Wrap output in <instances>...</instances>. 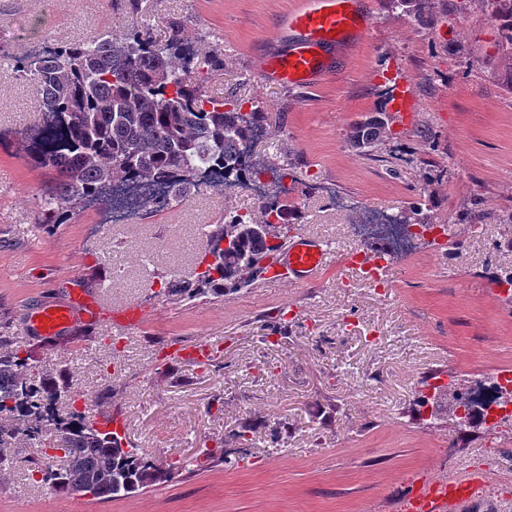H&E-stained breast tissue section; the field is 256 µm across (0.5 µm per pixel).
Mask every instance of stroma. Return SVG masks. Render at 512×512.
I'll return each instance as SVG.
<instances>
[{"instance_id": "35a3bbf8", "label": "stroma", "mask_w": 512, "mask_h": 512, "mask_svg": "<svg viewBox=\"0 0 512 512\" xmlns=\"http://www.w3.org/2000/svg\"><path fill=\"white\" fill-rule=\"evenodd\" d=\"M300 0H140L134 18L168 38L172 22L197 40L188 83L209 98L267 112L263 163L290 154L300 211L294 234L325 242L331 266L304 282L260 276L220 298L169 295L193 280L205 235L227 212L253 214L246 194L214 189L144 224L114 226L83 205L64 223L39 221L55 174L35 167L16 133L38 119L37 88L13 60L29 42H87L131 20L120 0H0V340L37 368L66 374L87 420L112 414L120 434L178 475L143 492L99 500L41 483L49 446L13 448L0 473V512H397L408 479L489 469L499 482L465 512H512V429L468 432L426 401L449 379L512 371V93L492 77L496 0H433L421 27L364 0L369 32L306 91L259 72L287 45L283 17ZM224 67L210 70L214 46ZM414 111L390 121L371 155L347 144L350 126L386 109L393 79ZM351 201L397 215L421 203L447 238L424 236L373 282L359 264L378 242ZM106 284L113 304L137 303L129 339L109 326L46 339L29 316L67 287ZM209 359L169 361L204 339Z\"/></svg>"}]
</instances>
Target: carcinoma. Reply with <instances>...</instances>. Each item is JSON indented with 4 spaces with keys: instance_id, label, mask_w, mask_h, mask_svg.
<instances>
[{
    "instance_id": "carcinoma-1",
    "label": "carcinoma",
    "mask_w": 512,
    "mask_h": 512,
    "mask_svg": "<svg viewBox=\"0 0 512 512\" xmlns=\"http://www.w3.org/2000/svg\"><path fill=\"white\" fill-rule=\"evenodd\" d=\"M494 14L501 33L500 65L512 73V0H498ZM418 24L434 18L431 0H387ZM182 24L174 21L164 43L150 30L133 26L89 43H61L36 62L14 60L21 76L40 91V119L18 133L25 152L42 168L58 174V183L43 199L41 223L90 196L99 204L112 201L116 182L162 181L171 199L192 198L206 165L222 170L224 179L240 176L239 147L267 133V113L239 111L236 103L207 98L203 83L186 82L194 50L183 42ZM388 116L379 112L354 123L347 135L359 153L375 152L387 139ZM259 173L281 184L295 179L293 162L264 164ZM296 206L275 199L261 216L224 214V223L209 231L204 269L191 282L168 292L183 298L221 297L224 291L257 280L255 266L282 247ZM395 224H430L429 211L410 209ZM234 242L224 247V234ZM71 393L69 380L57 381L39 372L17 348L0 344V450L34 444L55 436L53 449L64 451L61 469L40 468L41 481L62 490L112 499L169 481L179 470L171 462L161 471L138 448L124 447L123 437L96 427L82 412L61 413L59 400ZM452 414L460 430L474 427L472 406L462 388L450 387Z\"/></svg>"
}]
</instances>
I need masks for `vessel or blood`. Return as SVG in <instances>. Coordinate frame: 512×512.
<instances>
[{
    "label": "vessel or blood",
    "mask_w": 512,
    "mask_h": 512,
    "mask_svg": "<svg viewBox=\"0 0 512 512\" xmlns=\"http://www.w3.org/2000/svg\"><path fill=\"white\" fill-rule=\"evenodd\" d=\"M285 23L293 38L287 48L269 52L262 61V74L287 90L311 88L316 79L331 69V50L345 49L365 32L360 0H302L290 11ZM416 105L412 89L394 83L388 101L391 112H408ZM330 262L328 247L303 235L294 236L285 249L284 265L290 276L305 281L319 274ZM111 316L116 334L125 335L138 326L143 311L135 305L108 310L103 293L90 294L83 288L69 290L67 302L41 307L30 320L31 328L53 338L82 324ZM493 476L469 471L460 476L410 480V491L401 512H461L482 498Z\"/></svg>",
    "instance_id": "vessel-or-blood-1"
}]
</instances>
